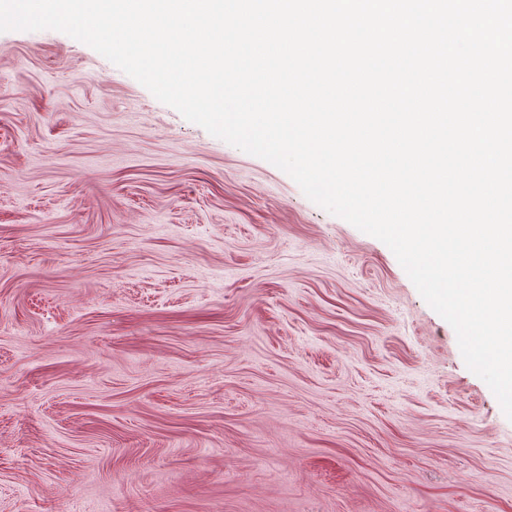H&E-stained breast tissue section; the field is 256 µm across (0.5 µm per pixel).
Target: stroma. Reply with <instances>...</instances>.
Wrapping results in <instances>:
<instances>
[{
  "mask_svg": "<svg viewBox=\"0 0 512 512\" xmlns=\"http://www.w3.org/2000/svg\"><path fill=\"white\" fill-rule=\"evenodd\" d=\"M0 512H512V420L383 242L0 32Z\"/></svg>",
  "mask_w": 512,
  "mask_h": 512,
  "instance_id": "obj_1",
  "label": "stroma"
}]
</instances>
